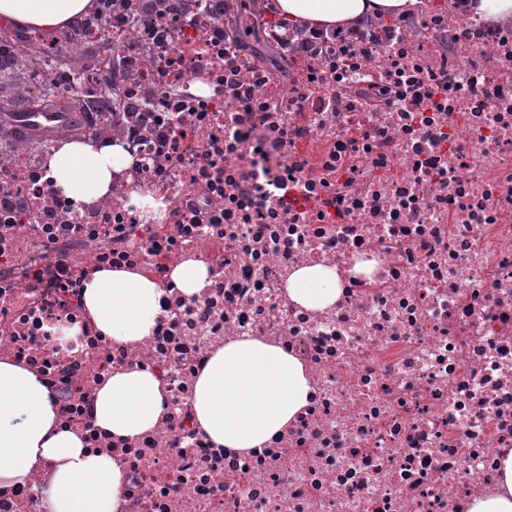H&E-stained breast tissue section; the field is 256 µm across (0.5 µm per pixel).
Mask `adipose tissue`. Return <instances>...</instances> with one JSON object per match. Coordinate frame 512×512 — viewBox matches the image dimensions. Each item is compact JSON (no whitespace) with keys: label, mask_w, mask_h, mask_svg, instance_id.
Masks as SVG:
<instances>
[{"label":"adipose tissue","mask_w":512,"mask_h":512,"mask_svg":"<svg viewBox=\"0 0 512 512\" xmlns=\"http://www.w3.org/2000/svg\"><path fill=\"white\" fill-rule=\"evenodd\" d=\"M92 0H0V20L57 29L84 14ZM424 0H266L267 12L289 27H343L364 19L407 15ZM130 164L120 146L67 143L48 161L47 176L75 201L112 192V175ZM163 294L148 274L99 268L83 282L82 302L98 331L120 342L146 336ZM339 294L335 271L306 267L288 282L291 300L316 309ZM304 365L281 349L242 338L217 351L197 380L192 402L201 430L232 453L272 442L309 404ZM166 407L158 379L138 369L119 370L101 387L92 416L117 440L150 431ZM53 470L46 491L51 512H115L122 483L118 463L90 453L79 432L59 425L40 375L13 359H0V487H21L45 464Z\"/></svg>","instance_id":"ef3b65f1"}]
</instances>
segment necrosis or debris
Returning a JSON list of instances; mask_svg holds the SVG:
<instances>
[{"instance_id": "necrosis-or-debris-1", "label": "necrosis or debris", "mask_w": 512, "mask_h": 512, "mask_svg": "<svg viewBox=\"0 0 512 512\" xmlns=\"http://www.w3.org/2000/svg\"><path fill=\"white\" fill-rule=\"evenodd\" d=\"M89 18L108 47L78 73L81 129L28 148L0 139V358L39 372L58 419L121 460L116 512H466L512 449V27L466 0L409 21L264 28L242 48L198 0L136 27ZM121 146L112 197L81 204L46 179L53 147ZM207 269L198 295L173 268ZM154 276L160 314L136 343L101 336L79 294L100 266ZM334 269L321 310L288 296ZM79 325L63 345L46 326ZM253 337L296 356L312 396L264 447L226 453L200 430L196 381ZM161 382L167 410L125 441L96 432L114 372ZM47 472L0 488V512H46ZM338 294L336 272L319 266L296 271L288 282L289 298L306 308H325Z\"/></svg>"}]
</instances>
